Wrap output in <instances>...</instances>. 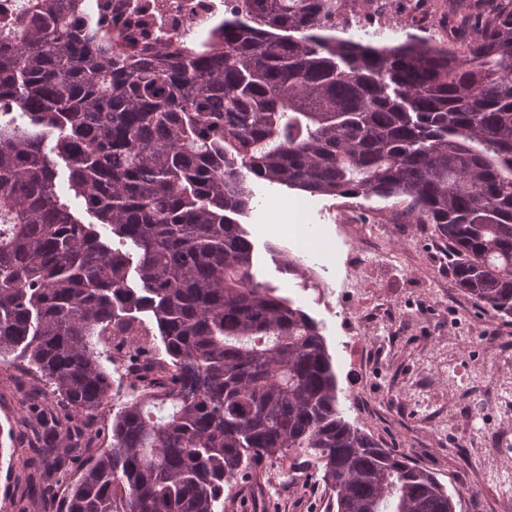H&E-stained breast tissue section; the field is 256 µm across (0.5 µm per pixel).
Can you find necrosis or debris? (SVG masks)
Here are the masks:
<instances>
[{"label": "necrosis or debris", "mask_w": 512, "mask_h": 512, "mask_svg": "<svg viewBox=\"0 0 512 512\" xmlns=\"http://www.w3.org/2000/svg\"><path fill=\"white\" fill-rule=\"evenodd\" d=\"M96 11L112 35H120L130 25L142 23L146 36L170 49H178L184 36L207 28L224 13V0H96ZM338 232L347 246L343 291L349 301L342 328L348 345L363 366L367 387L358 391L362 414L374 422L388 408L405 405L431 427L427 436L416 438L415 447L438 445L441 435L458 431L461 445L477 451L480 467L467 474L466 483H492L500 493L494 512H512V382L497 377L500 366L512 363V341L498 340L484 345L481 359L483 382L471 393L470 407L433 397L420 380H397L392 363L397 350L396 333L407 311H419L431 300L419 292L401 300L370 302L362 286L361 270L370 262L398 266L413 261L414 247L391 249L380 222L359 224L351 207H342Z\"/></svg>", "instance_id": "1"}]
</instances>
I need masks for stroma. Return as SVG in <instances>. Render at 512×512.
Returning a JSON list of instances; mask_svg holds the SVG:
<instances>
[{"mask_svg":"<svg viewBox=\"0 0 512 512\" xmlns=\"http://www.w3.org/2000/svg\"><path fill=\"white\" fill-rule=\"evenodd\" d=\"M433 0H393L388 23L374 18L357 17L348 26V34L358 40L395 44L406 34L435 42L437 34L429 21ZM254 194L252 209L241 216L240 223L254 244L252 273L258 282L275 288L278 294L290 298L307 311L319 324L326 339L329 353L338 377L339 409L344 418L354 425L362 420L353 405V395L361 376L351 364L342 346L340 303L335 290L343 273L344 247L336 236L334 217L337 198L311 195L284 186L261 181H250ZM309 225L312 232L324 240L331 250L330 258L319 261L318 280H302L288 274L280 262V250L291 252L305 249L302 237L295 230L298 225ZM428 274L421 265L407 270L387 266H374L365 272L366 285L377 295L401 297L426 283ZM469 312L475 323V333L469 340H452L448 337L447 321H439L438 330L430 339L442 357L458 362L455 374L458 383L456 397L466 395L469 380L478 373L474 359L482 343L499 335L512 336V322L492 316L477 305H470ZM423 334L417 327L400 336L394 369L402 375L417 369L427 384L441 389L449 385L447 371L424 368ZM43 384L24 370L22 362H14L0 369V428L9 430L12 438L0 446V512H17L20 500H29L33 512H64L65 489H57L51 504L29 497L28 471L24 461L30 454L34 440L21 418L36 396L42 395ZM424 427L423 421L406 408H397L391 423L384 432L376 434V441L387 448L409 454L419 465L426 467L447 487L449 493L458 495L456 512H487L490 501L497 497L492 485L476 484L473 493L461 490L458 474L462 469H476L478 460L456 454L459 435L449 432L441 448H414L410 445L413 435ZM331 492L322 482L317 468L304 466L298 483L271 484L269 476L259 482L237 483L224 495V512H328Z\"/></svg>","mask_w":512,"mask_h":512,"instance_id":"35a3bbf8","label":"stroma"}]
</instances>
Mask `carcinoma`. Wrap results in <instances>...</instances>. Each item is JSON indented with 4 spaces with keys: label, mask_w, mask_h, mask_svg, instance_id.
<instances>
[{
    "label": "carcinoma",
    "mask_w": 512,
    "mask_h": 512,
    "mask_svg": "<svg viewBox=\"0 0 512 512\" xmlns=\"http://www.w3.org/2000/svg\"><path fill=\"white\" fill-rule=\"evenodd\" d=\"M233 2L177 51L108 38L92 0H24L0 26V365L51 390L32 410L43 497L84 462L66 512H224V489L306 457L336 512H455L342 416L318 323L254 279L237 217L248 175L404 198L456 287L512 318V0H448L473 31L452 47L347 37L349 0ZM123 370L135 394L95 449Z\"/></svg>",
    "instance_id": "obj_1"
}]
</instances>
